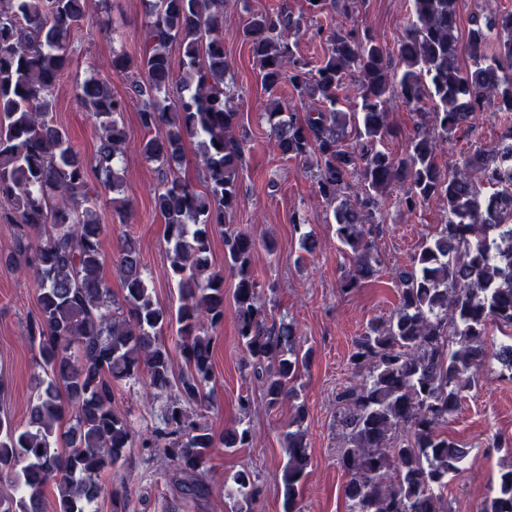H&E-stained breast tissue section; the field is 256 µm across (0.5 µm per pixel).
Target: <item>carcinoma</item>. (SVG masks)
I'll return each instance as SVG.
<instances>
[{"label": "carcinoma", "mask_w": 512, "mask_h": 512, "mask_svg": "<svg viewBox=\"0 0 512 512\" xmlns=\"http://www.w3.org/2000/svg\"><path fill=\"white\" fill-rule=\"evenodd\" d=\"M147 2L148 38L139 57L123 52L111 60L113 73L135 68L145 78L114 95L89 76L78 84V100L101 130L93 161L106 173V193L123 185L115 162L125 141L123 112L135 105L144 130L166 128L163 139L143 141L141 152L163 169L153 201L178 291L171 307L153 299L130 238L118 256L123 296L112 297L101 275L103 226L87 162L48 120L53 91L71 65L66 40L88 21L85 0H0V198L11 205L7 220L18 225L5 263H24L37 280L38 313L27 320L26 336L39 369L27 423L0 417V481L13 488L0 496V512H46L49 485L56 489L54 512H90L101 473L122 466L135 442L162 449L181 493L201 499L213 449L252 442L247 426L217 435L202 421L214 405L216 337L209 329L224 322V271L210 264L211 239L239 205L245 156L226 91L224 0ZM412 2L399 73L389 70L382 45L357 27L319 25L315 35L328 49L315 65L297 52L303 32L291 15L257 12L243 28L271 97L265 116L277 149L305 161L318 193L334 205L336 239L352 258L342 292L376 275L373 242L383 233L379 215L392 188L402 189L398 206L407 212L433 197L446 208L445 223L420 245L411 270L396 275L395 313L370 323L354 342L348 364L355 375L368 370L366 378L336 394L349 512H447L443 489L467 452L440 427L476 383L489 328L512 332V175L500 168L512 157V122L492 150L477 149L448 171L439 162L441 144L466 136L478 115L512 116V9L473 14L463 46L457 0ZM491 41L494 57L485 54ZM174 42L181 47L178 73L168 53ZM352 73L358 98L347 112L339 91ZM285 84L300 103L316 104L302 121L280 100ZM394 96L418 112L432 102V131L414 136L400 154L385 145L395 135L387 120ZM193 138L202 149L203 193L178 175ZM355 182L362 189L353 196ZM256 247L249 233L225 227L239 343L267 406L293 402L298 428L283 437L281 497L283 512H301L308 454L297 385L312 350L300 345L291 323L267 318L253 270ZM177 355L184 366L176 379ZM123 382L171 392L159 425L139 433L114 409V387ZM67 414L73 423L61 433ZM256 492L249 469L232 475L228 494L239 509L250 508ZM480 512H512V469L501 473Z\"/></svg>", "instance_id": "carcinoma-1"}]
</instances>
